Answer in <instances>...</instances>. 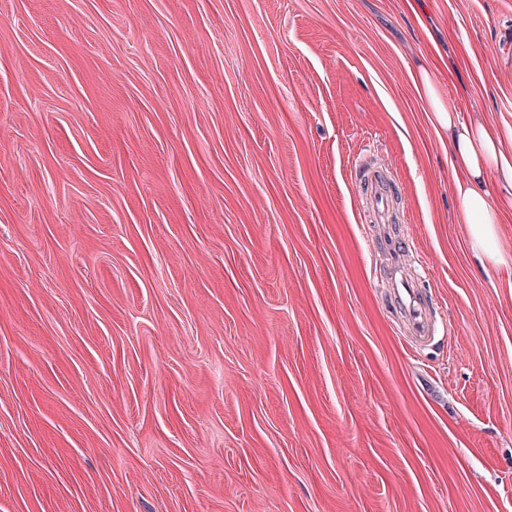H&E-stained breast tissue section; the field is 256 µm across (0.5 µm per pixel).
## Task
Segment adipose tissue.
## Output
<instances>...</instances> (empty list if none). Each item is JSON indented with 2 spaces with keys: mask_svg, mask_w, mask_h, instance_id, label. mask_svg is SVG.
I'll use <instances>...</instances> for the list:
<instances>
[{
  "mask_svg": "<svg viewBox=\"0 0 512 512\" xmlns=\"http://www.w3.org/2000/svg\"><path fill=\"white\" fill-rule=\"evenodd\" d=\"M432 124L435 132L449 137L450 166L465 175L457 182L456 191L459 214L472 247L482 256L499 261L496 212L484 184L487 171L492 169L512 183V154L487 128L464 123L454 110L437 101L432 104Z\"/></svg>",
  "mask_w": 512,
  "mask_h": 512,
  "instance_id": "1",
  "label": "adipose tissue"
}]
</instances>
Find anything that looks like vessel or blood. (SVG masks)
Returning a JSON list of instances; mask_svg holds the SVG:
<instances>
[{
    "instance_id": "b4317fda",
    "label": "vessel or blood",
    "mask_w": 512,
    "mask_h": 512,
    "mask_svg": "<svg viewBox=\"0 0 512 512\" xmlns=\"http://www.w3.org/2000/svg\"><path fill=\"white\" fill-rule=\"evenodd\" d=\"M361 181L367 183V209L379 227L378 246L386 253L389 267V297L399 310L406 335L425 341L433 336V304L425 300L416 281L408 273L409 245L394 230L398 221L388 183L370 169L359 167Z\"/></svg>"
}]
</instances>
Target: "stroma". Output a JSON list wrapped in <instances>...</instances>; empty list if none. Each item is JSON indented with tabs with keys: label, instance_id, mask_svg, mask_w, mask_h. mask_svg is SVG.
<instances>
[{
	"label": "stroma",
	"instance_id": "stroma-1",
	"mask_svg": "<svg viewBox=\"0 0 512 512\" xmlns=\"http://www.w3.org/2000/svg\"><path fill=\"white\" fill-rule=\"evenodd\" d=\"M420 66L512 151V0H0V512H512V186L496 264ZM357 173L361 181L370 187L367 209L371 223L378 224V246L386 253L389 267V297L403 319L406 336L416 341H427L433 336V304L426 300L416 281L408 273L407 260L411 256L409 245L400 240L394 230L398 217L395 213L388 183L376 176L371 169L359 166Z\"/></svg>",
	"mask_w": 512,
	"mask_h": 512
}]
</instances>
